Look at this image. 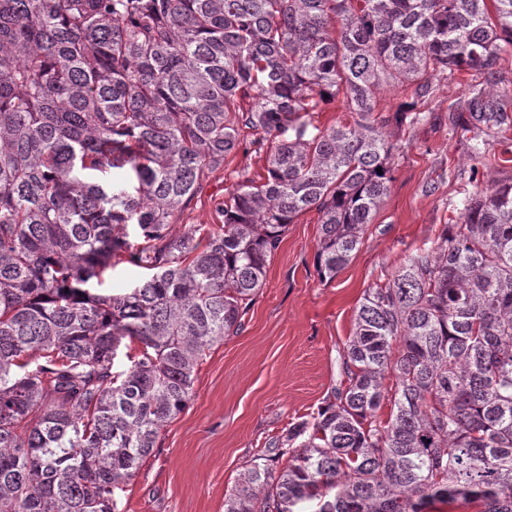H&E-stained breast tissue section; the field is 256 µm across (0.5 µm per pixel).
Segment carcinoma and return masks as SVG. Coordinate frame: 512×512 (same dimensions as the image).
Returning a JSON list of instances; mask_svg holds the SVG:
<instances>
[{
	"instance_id": "1",
	"label": "carcinoma",
	"mask_w": 512,
	"mask_h": 512,
	"mask_svg": "<svg viewBox=\"0 0 512 512\" xmlns=\"http://www.w3.org/2000/svg\"><path fill=\"white\" fill-rule=\"evenodd\" d=\"M504 42L512 0H0V512H115L288 225L319 214L320 278L350 262L387 127L476 70L461 129H512ZM385 86L410 100L379 108ZM339 97L351 121L320 125ZM247 137L265 174L175 229ZM120 263L149 275L102 291ZM342 370L224 512H512V176L364 291Z\"/></svg>"
}]
</instances>
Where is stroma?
<instances>
[{"label":"stroma","instance_id":"1","mask_svg":"<svg viewBox=\"0 0 512 512\" xmlns=\"http://www.w3.org/2000/svg\"><path fill=\"white\" fill-rule=\"evenodd\" d=\"M480 80L463 71L440 81L425 122L399 133L388 196L334 279L321 280L316 271L317 212L289 225L243 329L208 352L188 408L161 431L152 456L121 493L118 512H224L225 496L270 438L325 404L343 379L342 355L365 289L455 223L451 203L474 188L469 137L455 119ZM263 171V155H229L182 223H216L215 199L238 174Z\"/></svg>","mask_w":512,"mask_h":512}]
</instances>
